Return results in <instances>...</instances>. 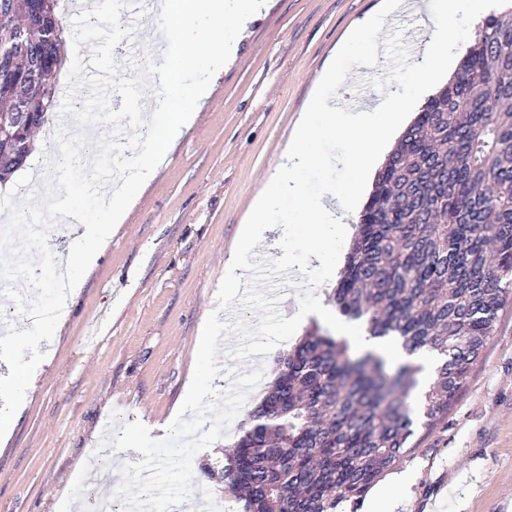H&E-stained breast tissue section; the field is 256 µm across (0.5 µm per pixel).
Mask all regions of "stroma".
<instances>
[{
    "instance_id": "35a3bbf8",
    "label": "stroma",
    "mask_w": 512,
    "mask_h": 512,
    "mask_svg": "<svg viewBox=\"0 0 512 512\" xmlns=\"http://www.w3.org/2000/svg\"><path fill=\"white\" fill-rule=\"evenodd\" d=\"M380 0H265L237 37L188 128L167 150L69 303L29 393L0 440V512H58L112 412L165 436L250 206L276 170L322 67L343 87L372 75L404 90L402 19L333 56ZM380 481L396 512H512V306L448 410Z\"/></svg>"
}]
</instances>
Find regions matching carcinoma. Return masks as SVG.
<instances>
[{
	"label": "carcinoma",
	"mask_w": 512,
	"mask_h": 512,
	"mask_svg": "<svg viewBox=\"0 0 512 512\" xmlns=\"http://www.w3.org/2000/svg\"><path fill=\"white\" fill-rule=\"evenodd\" d=\"M25 33L0 114L28 100L37 118L9 129L27 144L0 154V181L32 156L35 136L57 107L65 39ZM45 60L51 95L32 93L28 61ZM346 256L334 304L374 337L441 362L419 384V368L395 370L355 358L346 339L308 333L280 353L273 378L223 457L203 464L242 512H341L358 505L395 464L412 457L421 413L430 432L512 304V8L475 26L448 83L421 107L378 171ZM418 392L419 410L408 405Z\"/></svg>",
	"instance_id": "carcinoma-1"
}]
</instances>
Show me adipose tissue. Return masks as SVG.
<instances>
[{
  "label": "adipose tissue",
  "instance_id": "1",
  "mask_svg": "<svg viewBox=\"0 0 512 512\" xmlns=\"http://www.w3.org/2000/svg\"><path fill=\"white\" fill-rule=\"evenodd\" d=\"M486 6L487 0H442L439 18L433 26L434 36L410 65L413 80L410 96L401 97L388 90L358 109L350 108L340 97L313 101L311 109L317 119L303 121L294 130L280 169L268 181L253 208V223H264L281 200L289 196L297 203L300 223L324 231L325 243L340 247L351 234L348 219L366 195L370 173L394 138L405 113L410 112L413 96L422 93L448 69L449 61L443 50L457 34L458 16L479 13ZM326 127L344 138L346 151L342 159L355 177L340 189L310 195L302 186L300 172L303 166L315 162L316 157L308 153L306 146Z\"/></svg>",
  "mask_w": 512,
  "mask_h": 512
}]
</instances>
